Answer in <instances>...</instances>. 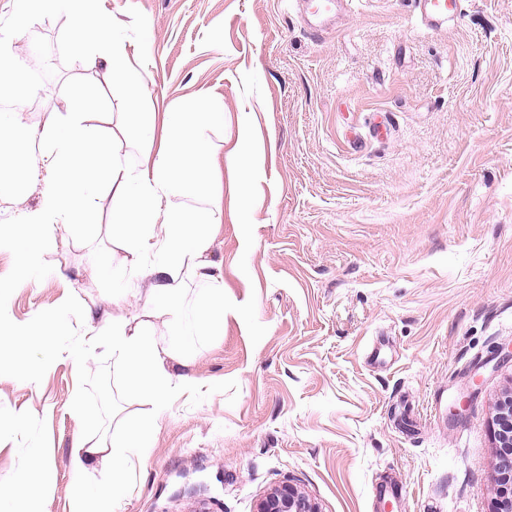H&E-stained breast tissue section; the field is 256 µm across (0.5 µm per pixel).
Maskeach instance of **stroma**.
<instances>
[{
	"label": "stroma",
	"instance_id": "obj_1",
	"mask_svg": "<svg viewBox=\"0 0 512 512\" xmlns=\"http://www.w3.org/2000/svg\"><path fill=\"white\" fill-rule=\"evenodd\" d=\"M95 6L148 74L143 111L224 107L207 133L208 191L170 200L220 223L224 334L189 333L180 373L193 386L112 512H256L283 484L320 512H492L489 420L512 387V0H463L434 30L414 0H360L319 36L296 0ZM19 7L0 0V35L51 50L21 125L94 92L120 120L125 88L103 60L72 54L67 15L18 28ZM17 161L23 190L0 192V228L22 238L40 160ZM111 250L106 197L87 224L56 225L40 277L0 301L13 322L63 314L51 340L0 349V486L31 450L45 470L12 512H75L112 480L99 460L73 475L76 440L121 438L124 417L153 411L127 398L107 344L71 354L88 312L113 308Z\"/></svg>",
	"mask_w": 512,
	"mask_h": 512
}]
</instances>
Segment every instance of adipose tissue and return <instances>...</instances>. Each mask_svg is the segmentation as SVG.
Returning <instances> with one entry per match:
<instances>
[{
    "label": "adipose tissue",
    "mask_w": 512,
    "mask_h": 512,
    "mask_svg": "<svg viewBox=\"0 0 512 512\" xmlns=\"http://www.w3.org/2000/svg\"><path fill=\"white\" fill-rule=\"evenodd\" d=\"M46 10H64L71 20V45L79 58L99 57L112 64L114 78L130 89L126 124L118 135L103 136L83 105L65 116L50 113L44 125L25 129L18 123L0 122V145L27 139L36 147L45 168L41 197L22 221L36 229L27 242L0 231V250L19 252L21 281H30L41 268L53 230L59 224L84 223L90 208L101 197L112 198V256L122 268L139 277L138 291L145 295L143 314L105 319L92 341L104 340L120 360L130 397L149 399L157 412L166 409L173 394L175 367L185 365L189 348L182 340L183 291L188 283H204L196 302L200 326L209 335L224 333V283L211 271L210 249L219 225L209 216L173 210L166 201L183 188L206 185L209 171L196 160L207 150L205 131L224 122L220 109L202 111L187 103L181 111L164 113L162 119L146 118L140 110L144 72L122 67L124 45L116 37L113 21L96 13L91 0H22L20 26ZM157 142L138 169L120 160L124 137ZM155 416L130 421L122 441L106 447L76 441L71 461L82 473L98 457L112 461L110 486L99 490L97 512L107 505L131 458H144L157 425Z\"/></svg>",
    "instance_id": "obj_1"
}]
</instances>
